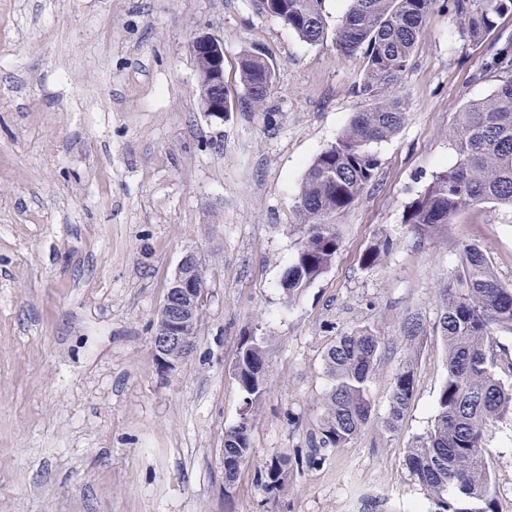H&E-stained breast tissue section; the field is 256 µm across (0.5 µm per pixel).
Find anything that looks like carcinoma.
Returning <instances> with one entry per match:
<instances>
[{"label":"carcinoma","mask_w":512,"mask_h":512,"mask_svg":"<svg viewBox=\"0 0 512 512\" xmlns=\"http://www.w3.org/2000/svg\"><path fill=\"white\" fill-rule=\"evenodd\" d=\"M437 0H349V8L333 32L344 58L362 59V78L355 94L363 108L355 113L336 141L317 155L302 178L297 205L303 234L281 287L293 299L332 264L339 248L336 225L327 218L341 212L371 188L380 158L374 145L395 135L408 104L397 91L410 66L427 15ZM256 9L279 20L301 41L317 44L328 36L325 0H255ZM467 46L480 49L505 15L512 0H449ZM273 65L258 51L239 61V84L247 105L261 109L274 83ZM495 82L486 97L468 102L448 130L457 161L436 172L424 189L404 206L403 223L421 231L451 223L461 210L482 204L512 209V39L492 47L478 74ZM394 242L377 237L365 250L362 264L376 267ZM436 320L420 312L408 316L402 339L413 349L433 330L446 350L447 376L437 396L433 424L408 449L405 466L426 491L432 512H460L448 493L474 504L466 512H496L494 490L483 448L485 432L512 417V385L499 378L502 358L499 335L512 334V286L502 284L491 257L476 244L462 247L448 283L437 289ZM386 345L369 328L344 333L326 349L325 368L332 388L312 434V450L301 464L319 463L320 449L350 443L373 412L369 385ZM235 380L245 393L246 409L224 437V480L233 486L238 471L252 456V410L268 388L263 341L244 338ZM414 393V361L399 367L381 423L396 432L403 426ZM289 458L274 455L258 480L268 490L283 480Z\"/></svg>","instance_id":"obj_1"}]
</instances>
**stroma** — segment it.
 I'll list each match as a JSON object with an SVG mask.
<instances>
[{
    "mask_svg": "<svg viewBox=\"0 0 512 512\" xmlns=\"http://www.w3.org/2000/svg\"><path fill=\"white\" fill-rule=\"evenodd\" d=\"M204 27L224 41L231 96L243 51L273 63L263 110L200 112L188 43ZM483 62L438 0L399 81L407 119L377 146L378 182L331 216L336 256L290 300L280 280L301 236L300 183L362 107L359 63L253 0H0V512H361L371 498L379 512H428L405 457L432 425L445 348L425 337L391 433L381 419L405 358L394 338L408 313L435 320L463 245L482 246L512 285V211L481 205L433 232L402 216L455 163L449 127L493 89ZM380 235L394 248L365 268ZM189 251L210 296L193 355L164 376L154 319ZM362 327L390 342L371 420L266 491L265 461L307 452L332 385L327 347ZM247 336L264 341L268 392L229 488L224 435L245 407L234 368ZM486 455L496 512H512V420L488 432Z\"/></svg>",
    "mask_w": 512,
    "mask_h": 512,
    "instance_id": "stroma-1",
    "label": "stroma"
}]
</instances>
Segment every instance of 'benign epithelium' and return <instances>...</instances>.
<instances>
[{"label":"benign epithelium","mask_w":512,"mask_h":512,"mask_svg":"<svg viewBox=\"0 0 512 512\" xmlns=\"http://www.w3.org/2000/svg\"><path fill=\"white\" fill-rule=\"evenodd\" d=\"M203 66L194 67L196 86L203 89L199 98L204 116L224 119V42L199 30L191 37ZM201 264L197 253H186L170 283L157 313L152 353L159 371L168 375L176 371L195 349V339L186 335V326L204 309L209 286L195 279L192 268Z\"/></svg>","instance_id":"benign-epithelium-1"}]
</instances>
